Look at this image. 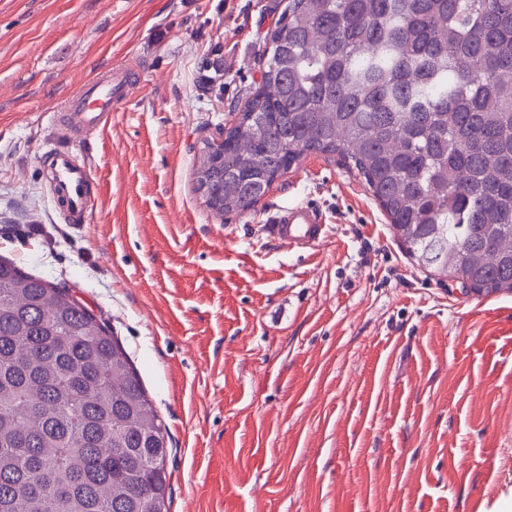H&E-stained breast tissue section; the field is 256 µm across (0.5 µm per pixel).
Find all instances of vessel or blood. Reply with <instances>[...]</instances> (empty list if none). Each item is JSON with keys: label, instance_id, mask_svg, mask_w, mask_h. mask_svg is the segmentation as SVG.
<instances>
[{"label": "vessel or blood", "instance_id": "1", "mask_svg": "<svg viewBox=\"0 0 512 512\" xmlns=\"http://www.w3.org/2000/svg\"><path fill=\"white\" fill-rule=\"evenodd\" d=\"M129 86L125 70L114 67L68 95L63 108L73 117V132L97 128L102 117L126 98ZM45 161L53 194L61 201L69 222L87 223L92 211L88 168L77 162L72 153L54 148L46 151ZM269 223L273 236L294 248L313 247L325 233L322 213L303 203L276 208Z\"/></svg>", "mask_w": 512, "mask_h": 512}]
</instances>
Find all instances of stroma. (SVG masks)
Wrapping results in <instances>:
<instances>
[{
    "instance_id": "35a3bbf8",
    "label": "stroma",
    "mask_w": 512,
    "mask_h": 512,
    "mask_svg": "<svg viewBox=\"0 0 512 512\" xmlns=\"http://www.w3.org/2000/svg\"><path fill=\"white\" fill-rule=\"evenodd\" d=\"M288 0H0V257L70 288L167 426L170 512H512V293L417 266L364 178L310 153L242 213L195 189L261 82ZM139 73L71 137L56 105ZM87 163L67 223L42 164ZM326 232L299 250L270 210ZM269 223L273 236L293 248H311L325 233L322 213L303 203L276 208Z\"/></svg>"
}]
</instances>
